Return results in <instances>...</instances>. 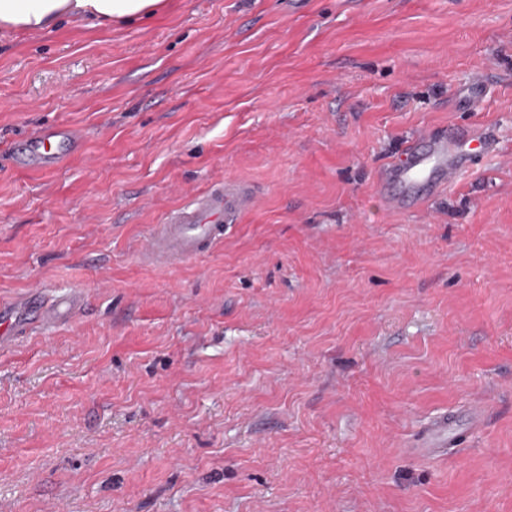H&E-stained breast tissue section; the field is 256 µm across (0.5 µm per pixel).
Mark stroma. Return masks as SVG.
Returning <instances> with one entry per match:
<instances>
[{"label":"stroma","mask_w":512,"mask_h":512,"mask_svg":"<svg viewBox=\"0 0 512 512\" xmlns=\"http://www.w3.org/2000/svg\"><path fill=\"white\" fill-rule=\"evenodd\" d=\"M0 299L80 293L0 347V512H512V0H170L0 36ZM496 150L418 211L378 168L429 127ZM205 257L144 254L227 179ZM485 411L472 423L474 407ZM458 447L421 458L438 414ZM83 139L65 124L42 126L22 140L20 149L12 150L16 167L33 171L59 169L67 158L81 151Z\"/></svg>","instance_id":"35a3bbf8"}]
</instances>
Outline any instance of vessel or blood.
Listing matches in <instances>:
<instances>
[{
    "label": "vessel or blood",
    "mask_w": 512,
    "mask_h": 512,
    "mask_svg": "<svg viewBox=\"0 0 512 512\" xmlns=\"http://www.w3.org/2000/svg\"><path fill=\"white\" fill-rule=\"evenodd\" d=\"M83 139L65 124L42 126L13 150L16 167L33 171L59 169L67 158L81 151ZM495 149L493 140L477 129L448 128L422 133L408 141L397 160L380 168L375 188L395 210H418L426 201L473 169L481 157ZM253 191L246 183L225 180L195 195L167 215L150 240L147 254L159 264H169L209 252L224 238L229 224L249 210ZM73 303L67 299L46 301L42 292L9 303H0V345L15 333L55 323L70 315ZM451 420L442 414L432 419L420 444L421 454L432 456L448 447Z\"/></svg>",
    "instance_id": "obj_1"
}]
</instances>
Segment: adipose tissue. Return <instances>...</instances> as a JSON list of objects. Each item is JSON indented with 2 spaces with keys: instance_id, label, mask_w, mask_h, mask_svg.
<instances>
[{
  "instance_id": "ef3b65f1",
  "label": "adipose tissue",
  "mask_w": 512,
  "mask_h": 512,
  "mask_svg": "<svg viewBox=\"0 0 512 512\" xmlns=\"http://www.w3.org/2000/svg\"><path fill=\"white\" fill-rule=\"evenodd\" d=\"M166 6V0H0V30L39 33L73 17L108 28L156 16Z\"/></svg>"
}]
</instances>
